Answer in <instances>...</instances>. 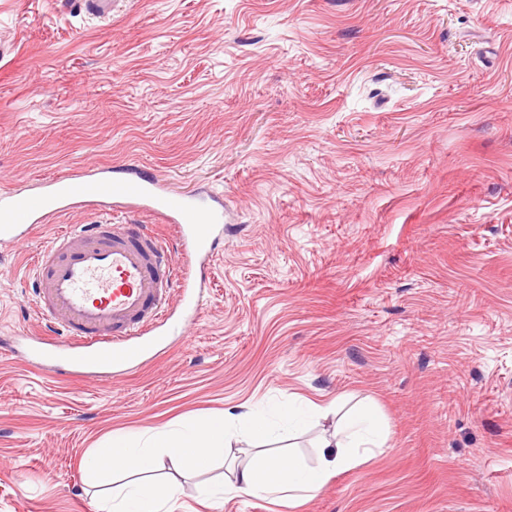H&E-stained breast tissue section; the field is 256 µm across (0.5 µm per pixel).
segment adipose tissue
<instances>
[{
    "label": "adipose tissue",
    "mask_w": 512,
    "mask_h": 512,
    "mask_svg": "<svg viewBox=\"0 0 512 512\" xmlns=\"http://www.w3.org/2000/svg\"><path fill=\"white\" fill-rule=\"evenodd\" d=\"M386 440L375 411L361 408L342 417L332 434L321 437L316 464L294 459H255L240 466L233 482L223 489L209 491L208 496L216 503L228 493L245 497H276L285 493L312 497L332 476L365 462Z\"/></svg>",
    "instance_id": "ef3b65f1"
}]
</instances>
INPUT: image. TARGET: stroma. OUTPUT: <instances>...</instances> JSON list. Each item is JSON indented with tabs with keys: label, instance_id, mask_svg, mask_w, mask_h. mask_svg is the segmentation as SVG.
Here are the masks:
<instances>
[{
	"label": "stroma",
	"instance_id": "1",
	"mask_svg": "<svg viewBox=\"0 0 512 512\" xmlns=\"http://www.w3.org/2000/svg\"><path fill=\"white\" fill-rule=\"evenodd\" d=\"M128 161L224 197L193 322L112 383L0 352V512H92L109 436L336 402L270 456L316 464L369 405L383 448L314 497L225 496L255 454L163 462L173 512H512V0H0V182ZM77 209L0 244V336ZM117 1L112 0H74L72 3L80 12L92 17L107 20L112 17V7Z\"/></svg>",
	"mask_w": 512,
	"mask_h": 512
}]
</instances>
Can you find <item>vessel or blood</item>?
Listing matches in <instances>:
<instances>
[{"mask_svg": "<svg viewBox=\"0 0 512 512\" xmlns=\"http://www.w3.org/2000/svg\"><path fill=\"white\" fill-rule=\"evenodd\" d=\"M86 207L98 210L93 223L58 232L33 258L35 303L50 329L26 341L32 359L53 356L55 375L108 381L168 335L172 292L198 311L193 265L213 257L224 210L209 195L176 192L118 164L46 178L32 192L1 189L0 241L25 240L56 215ZM115 209L150 212L154 224L173 228L174 244L154 225L114 222Z\"/></svg>", "mask_w": 512, "mask_h": 512, "instance_id": "vessel-or-blood-1", "label": "vessel or blood"}]
</instances>
